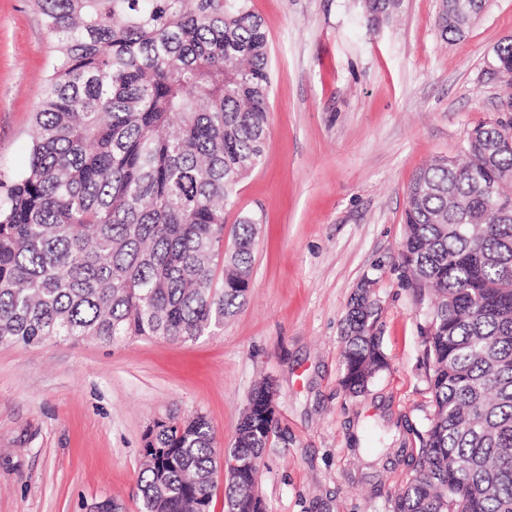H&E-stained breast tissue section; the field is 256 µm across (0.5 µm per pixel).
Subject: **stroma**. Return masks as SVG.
<instances>
[{"instance_id": "1", "label": "stroma", "mask_w": 512, "mask_h": 512, "mask_svg": "<svg viewBox=\"0 0 512 512\" xmlns=\"http://www.w3.org/2000/svg\"><path fill=\"white\" fill-rule=\"evenodd\" d=\"M440 4L398 0L375 28L360 0H251L273 87L262 161L225 214L260 219L247 301L193 342L0 345V512H140L153 421L203 414L225 452L265 379L278 420L260 459L266 512H390L432 411L430 301L401 262L406 191L512 100L489 70L512 0H485L450 41ZM54 53L34 0H0V169L27 161ZM367 280L388 366L353 397L341 336Z\"/></svg>"}]
</instances>
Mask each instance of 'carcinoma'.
I'll return each mask as SVG.
<instances>
[{
    "instance_id": "cac0c4a2",
    "label": "carcinoma",
    "mask_w": 512,
    "mask_h": 512,
    "mask_svg": "<svg viewBox=\"0 0 512 512\" xmlns=\"http://www.w3.org/2000/svg\"><path fill=\"white\" fill-rule=\"evenodd\" d=\"M56 56L27 166L0 172V345L130 336L192 342L243 304L259 217L224 207L261 161L273 73L250 0H36ZM395 0H362L377 27ZM472 15L443 9L442 39ZM491 65L512 77V40ZM512 121H487L464 157L426 165L406 197L402 257L434 302L432 412L392 512H512ZM230 246H224V235ZM367 288L352 299L341 385L387 366ZM272 386L251 395L224 479V512L256 491L275 430ZM140 512H210L215 433L202 414L145 436Z\"/></svg>"
}]
</instances>
